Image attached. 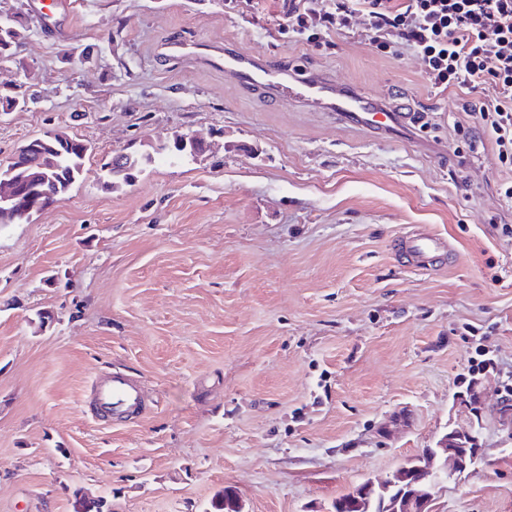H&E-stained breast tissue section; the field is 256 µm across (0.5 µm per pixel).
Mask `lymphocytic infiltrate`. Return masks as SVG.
<instances>
[{
    "label": "lymphocytic infiltrate",
    "instance_id": "f902f5d3",
    "mask_svg": "<svg viewBox=\"0 0 512 512\" xmlns=\"http://www.w3.org/2000/svg\"><path fill=\"white\" fill-rule=\"evenodd\" d=\"M357 15L368 21L369 44L420 56L432 89L469 95L466 118L454 125L455 155L486 142L512 171V0H334L321 14L310 0H290L284 20L299 40L320 46L347 33Z\"/></svg>",
    "mask_w": 512,
    "mask_h": 512
}]
</instances>
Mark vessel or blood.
I'll list each match as a JSON object with an SVG mask.
<instances>
[{
    "mask_svg": "<svg viewBox=\"0 0 512 512\" xmlns=\"http://www.w3.org/2000/svg\"><path fill=\"white\" fill-rule=\"evenodd\" d=\"M44 15L56 29H64L69 20L68 0H46ZM167 57L202 63L223 71L226 80L248 91L267 96L285 97L294 102L335 113L341 123H348L372 132H409L416 124L411 112L380 111L378 102L358 92H343L335 78L309 72L299 74L287 70L269 58L257 57L196 40L173 39L162 46ZM405 246L416 266L431 263L438 242L425 233L405 238ZM100 406L120 417L139 409L144 402L141 386L121 373L100 381L96 386Z\"/></svg>",
    "mask_w": 512,
    "mask_h": 512,
    "instance_id": "obj_1",
    "label": "vessel or blood"
}]
</instances>
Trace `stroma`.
I'll use <instances>...</instances> for the list:
<instances>
[{
	"label": "stroma",
	"instance_id": "stroma-1",
	"mask_svg": "<svg viewBox=\"0 0 512 512\" xmlns=\"http://www.w3.org/2000/svg\"><path fill=\"white\" fill-rule=\"evenodd\" d=\"M51 33L31 0L0 92V163L49 131L91 146L85 174L31 220L0 225V512H331L336 498L479 428L485 466L439 512H512L511 177L491 148L459 161L467 97L434 93L412 53L333 45L281 26L282 0H69ZM208 38L322 72L404 111L411 136L246 96L222 73L160 55ZM208 135L198 158L142 165L106 189L100 166L159 138ZM450 247L420 269L397 240ZM55 319L40 325L37 311ZM488 352L493 370L473 372ZM140 381L147 409L94 416L97 377Z\"/></svg>",
	"mask_w": 512,
	"mask_h": 512
}]
</instances>
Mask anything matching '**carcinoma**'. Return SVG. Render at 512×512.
Instances as JSON below:
<instances>
[{
  "instance_id": "carcinoma-1",
  "label": "carcinoma",
  "mask_w": 512,
  "mask_h": 512,
  "mask_svg": "<svg viewBox=\"0 0 512 512\" xmlns=\"http://www.w3.org/2000/svg\"><path fill=\"white\" fill-rule=\"evenodd\" d=\"M25 28L21 21H16L12 27L0 32V59H11L15 55L16 48L24 37ZM50 144L57 148L53 157L52 170L48 171L45 190L44 205L50 206L68 192L70 187L79 180L85 167V160L90 153V146L82 139L72 136L63 131L55 132V138ZM159 154L165 155L169 160H178L187 155H192L191 147L184 146L179 136L166 141L156 149ZM152 161V156L147 154L140 158L127 156L125 161L114 166L112 162H106L103 167L107 168L108 180L105 186L112 189L116 184L129 183L134 177V171L142 163ZM396 485L385 490L377 491V497L389 501L398 495V490L414 480L411 464L407 463L396 471ZM358 490L348 492L333 503L334 512H376L375 505L357 506ZM72 512H108L107 503L102 499H88L80 490L72 493ZM205 512H241L237 497L229 490L211 500L210 507Z\"/></svg>"
}]
</instances>
